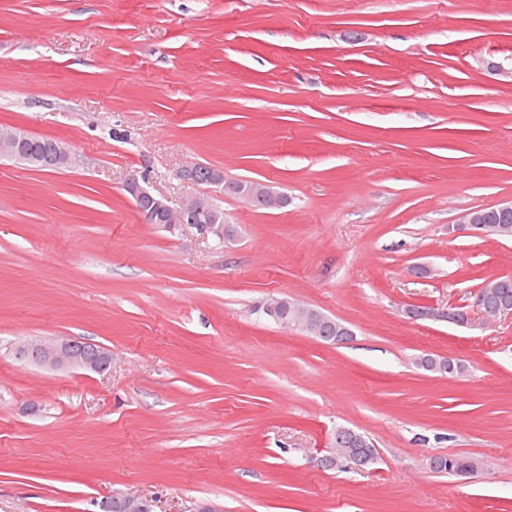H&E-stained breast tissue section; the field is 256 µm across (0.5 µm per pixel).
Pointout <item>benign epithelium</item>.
Wrapping results in <instances>:
<instances>
[{"label": "benign epithelium", "instance_id": "7a95c632", "mask_svg": "<svg viewBox=\"0 0 512 512\" xmlns=\"http://www.w3.org/2000/svg\"><path fill=\"white\" fill-rule=\"evenodd\" d=\"M30 137L16 131L0 134V157L8 156L29 164L32 168L50 166L55 169L74 167L78 159L69 145L64 141L54 143L51 154L42 157L30 153L23 148L24 142ZM199 166L185 167L180 172V178L189 186L209 185L219 194H224V172L213 168L207 179H198ZM125 191L130 195L137 206L148 205L150 210L159 215L158 223L165 225L169 230L176 231L183 225L197 229L204 237L209 235L228 238L231 232L228 226L216 223L221 207L212 195L200 196L193 192L183 200L179 210L174 211L167 202L144 187L138 178L130 177L125 181ZM281 193L272 185L264 182H255L239 190V200L252 206L262 203L267 207L279 205ZM457 223L466 224L475 232H482L483 212L480 209L468 210L457 217ZM265 314L279 321L282 328L310 329L311 324L327 317L317 313H308L304 308L284 296L276 298L264 305ZM405 314L411 319L444 320L446 313L442 311L426 310L424 305H413L405 309ZM84 341L66 338H37L29 340L18 347V355L34 364L48 370L83 369L94 373H103L112 363L110 350L101 345H92L86 351ZM119 512H154V502L141 495L126 494L118 498Z\"/></svg>", "mask_w": 512, "mask_h": 512}]
</instances>
